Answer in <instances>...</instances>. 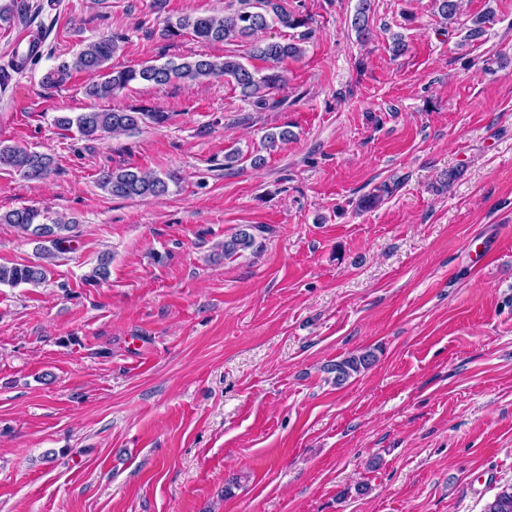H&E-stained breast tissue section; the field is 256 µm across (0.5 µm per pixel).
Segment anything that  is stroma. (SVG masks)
<instances>
[{"label": "stroma", "instance_id": "obj_1", "mask_svg": "<svg viewBox=\"0 0 512 512\" xmlns=\"http://www.w3.org/2000/svg\"><path fill=\"white\" fill-rule=\"evenodd\" d=\"M40 2L0 23L1 69L21 32L41 40L0 87V144L56 170L0 168V213L78 235L45 284L0 285V512H483L512 485V0H462L453 24L435 0H371L364 40L359 0H282L312 33L261 109L227 78L100 100L83 72L42 84L106 34L118 68L263 71L249 42L160 36L230 0ZM139 105L168 121L97 140L54 123ZM117 167L179 183L115 199L97 179ZM242 229L254 247L225 256ZM367 349L336 386L332 365ZM53 157L17 145H0V167L16 171L28 179L42 180L54 173ZM375 361V353L370 349L343 358L331 368L332 372L336 373L334 382L337 386L345 384L353 375L371 367Z\"/></svg>", "mask_w": 512, "mask_h": 512}]
</instances>
